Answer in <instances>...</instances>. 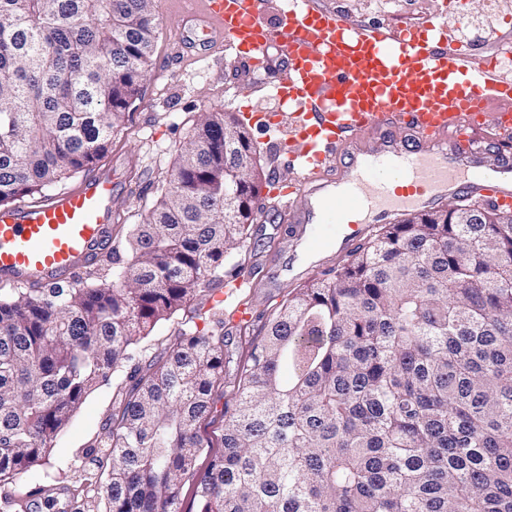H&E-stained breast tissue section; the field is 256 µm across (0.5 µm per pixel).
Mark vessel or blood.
I'll return each mask as SVG.
<instances>
[{
	"instance_id": "obj_1",
	"label": "vessel or blood",
	"mask_w": 512,
	"mask_h": 512,
	"mask_svg": "<svg viewBox=\"0 0 512 512\" xmlns=\"http://www.w3.org/2000/svg\"><path fill=\"white\" fill-rule=\"evenodd\" d=\"M196 36L225 40L249 68L285 63L268 87L287 104L276 120L302 205L277 202L311 251L327 243L323 225H344L346 245L372 225L390 224L465 195L512 205V160L489 168L480 136H512V70L497 56L464 54L435 21L388 27L350 19L317 0H284L278 27L263 20L268 0H174ZM497 103L493 127L485 110ZM402 126V142L387 135ZM384 135L382 147L364 136ZM115 180L111 170L39 204L0 209V282L53 284L87 265L108 241Z\"/></svg>"
}]
</instances>
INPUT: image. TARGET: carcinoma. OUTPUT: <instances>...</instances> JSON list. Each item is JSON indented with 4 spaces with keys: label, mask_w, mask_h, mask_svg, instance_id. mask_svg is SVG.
<instances>
[{
    "label": "carcinoma",
    "mask_w": 512,
    "mask_h": 512,
    "mask_svg": "<svg viewBox=\"0 0 512 512\" xmlns=\"http://www.w3.org/2000/svg\"><path fill=\"white\" fill-rule=\"evenodd\" d=\"M153 0H0V207L68 189L140 99ZM262 187L244 121L204 112L123 248L0 288V480L35 473L112 385L103 512H512V223L495 206L379 224L261 319L231 385L224 334L155 328L224 283ZM224 389L223 451L199 424ZM213 303L214 302L212 300L203 301V304H200V300L194 301L184 309L180 310L170 321L156 328L152 333V336H150L144 343L146 351L141 358L142 366L150 363L151 361L156 362L157 360H161L162 357L165 356V348L170 344V336H177V332L182 323L190 318V311L198 306H204L205 311L209 309Z\"/></svg>",
    "instance_id": "carcinoma-1"
}]
</instances>
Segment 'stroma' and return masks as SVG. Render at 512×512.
I'll use <instances>...</instances> for the list:
<instances>
[{
	"mask_svg": "<svg viewBox=\"0 0 512 512\" xmlns=\"http://www.w3.org/2000/svg\"><path fill=\"white\" fill-rule=\"evenodd\" d=\"M321 7L346 12L351 18L398 25L434 19L454 36L471 41L474 52L486 50L489 31L505 30L512 18V0H466L455 7L450 0H319ZM158 22L155 53L143 84L142 97L128 120L112 139L99 168L118 166L121 184L112 197V211L124 227L142 223L157 198V186L171 170L179 149L189 141L204 112L276 111L275 99L257 90L264 70H243L231 50H215L202 60L183 52L179 33L182 22L170 0H154ZM263 173L261 193L254 204V220L243 248L232 251L227 264L247 262L255 269L253 287L244 289L247 312L256 316L273 311L284 294L317 273L338 265L343 253L325 248L317 259L298 264L291 225L282 213L268 209L270 191L287 184L291 168L272 149L277 134L258 123L248 125ZM112 414V389L91 392L72 424L61 435L55 451L38 476L21 474L0 481V512H49L45 496L67 503L66 486L77 470L90 464V439L97 437Z\"/></svg>",
	"mask_w": 512,
	"mask_h": 512,
	"instance_id": "stroma-1",
	"label": "stroma"
}]
</instances>
